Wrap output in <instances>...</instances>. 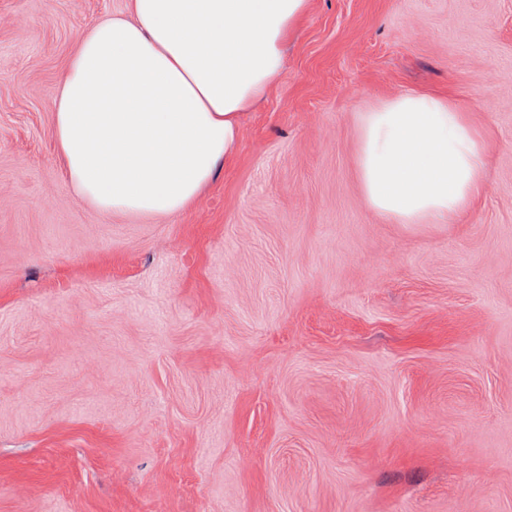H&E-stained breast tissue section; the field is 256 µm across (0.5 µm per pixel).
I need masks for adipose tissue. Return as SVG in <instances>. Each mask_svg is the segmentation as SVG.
<instances>
[{"instance_id":"1","label":"adipose tissue","mask_w":512,"mask_h":512,"mask_svg":"<svg viewBox=\"0 0 512 512\" xmlns=\"http://www.w3.org/2000/svg\"><path fill=\"white\" fill-rule=\"evenodd\" d=\"M308 0H129L82 35L54 102L72 194L95 211L174 217L240 146L241 121L285 68ZM370 207L393 224H451L489 153L448 99L407 91L359 119Z\"/></svg>"}]
</instances>
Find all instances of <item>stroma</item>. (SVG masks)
I'll list each match as a JSON object with an SVG mask.
<instances>
[{
  "instance_id": "obj_1",
  "label": "stroma",
  "mask_w": 512,
  "mask_h": 512,
  "mask_svg": "<svg viewBox=\"0 0 512 512\" xmlns=\"http://www.w3.org/2000/svg\"><path fill=\"white\" fill-rule=\"evenodd\" d=\"M128 0H0V512H512V0H309L181 215L70 192L54 100ZM459 103L452 224L367 205L357 118Z\"/></svg>"
}]
</instances>
